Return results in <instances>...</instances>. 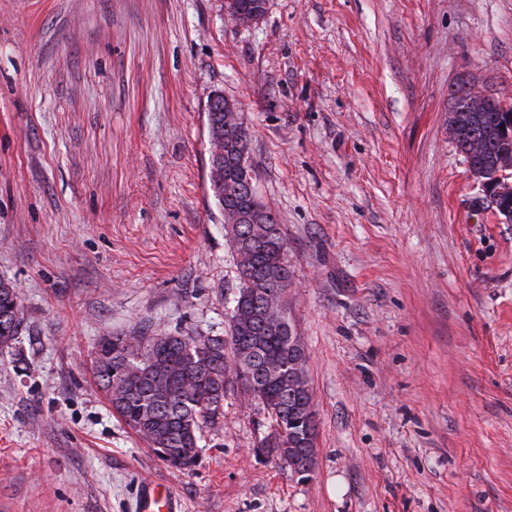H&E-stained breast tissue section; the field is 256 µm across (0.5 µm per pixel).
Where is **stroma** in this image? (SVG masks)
<instances>
[{"label": "stroma", "mask_w": 512, "mask_h": 512, "mask_svg": "<svg viewBox=\"0 0 512 512\" xmlns=\"http://www.w3.org/2000/svg\"><path fill=\"white\" fill-rule=\"evenodd\" d=\"M512 94V0H0V347L8 512H512V224L478 206L452 90ZM237 101L282 227L307 355L313 472L224 402L176 470L113 412L98 342L220 335L238 273L207 104ZM21 327L19 296L16 286L0 279V347L13 344ZM135 508L136 512H177L171 490L151 481L143 483Z\"/></svg>", "instance_id": "35a3bbf8"}]
</instances>
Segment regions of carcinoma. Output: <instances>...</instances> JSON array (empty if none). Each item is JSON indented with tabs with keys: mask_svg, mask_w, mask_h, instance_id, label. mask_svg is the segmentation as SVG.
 Returning <instances> with one entry per match:
<instances>
[{
	"mask_svg": "<svg viewBox=\"0 0 512 512\" xmlns=\"http://www.w3.org/2000/svg\"><path fill=\"white\" fill-rule=\"evenodd\" d=\"M226 97L208 103L210 155H224V185L211 184L222 211L255 207L248 224L224 225L236 263L239 285L233 303L238 318L224 336H112L101 339L94 375L112 409L170 467L192 470L199 458L203 429L224 422L227 393L272 419L269 447L278 457L307 447L306 420L316 416L312 392L291 386L293 356L288 330L266 324L273 308L288 314L291 283L287 242L270 207L252 204L238 169L235 147L248 149L239 112H227ZM453 137L462 153L473 152L474 168L491 178L502 171L500 156L512 142L498 133L500 113L459 112L451 117ZM21 327L16 286L0 279V347L13 344Z\"/></svg>",
	"mask_w": 512,
	"mask_h": 512,
	"instance_id": "obj_1",
	"label": "carcinoma"
}]
</instances>
